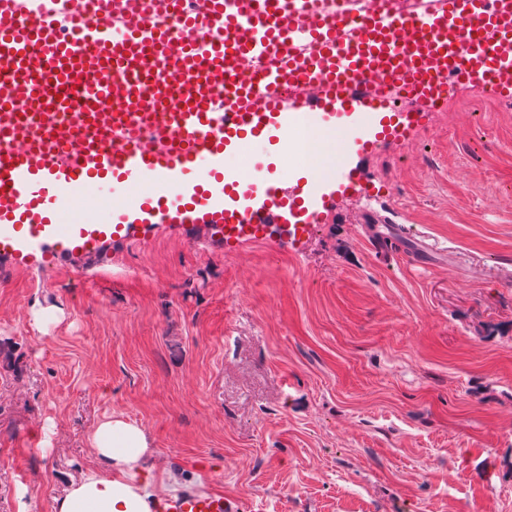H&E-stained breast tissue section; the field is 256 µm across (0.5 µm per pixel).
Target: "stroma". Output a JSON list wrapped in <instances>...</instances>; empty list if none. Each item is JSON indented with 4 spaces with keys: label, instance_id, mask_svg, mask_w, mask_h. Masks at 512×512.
I'll list each match as a JSON object with an SVG mask.
<instances>
[{
    "label": "stroma",
    "instance_id": "stroma-1",
    "mask_svg": "<svg viewBox=\"0 0 512 512\" xmlns=\"http://www.w3.org/2000/svg\"><path fill=\"white\" fill-rule=\"evenodd\" d=\"M350 139L227 160L336 186L303 246L277 224L236 255L172 235L92 280L0 273V512H52L108 415L241 512H512V99L454 87L405 138Z\"/></svg>",
    "mask_w": 512,
    "mask_h": 512
}]
</instances>
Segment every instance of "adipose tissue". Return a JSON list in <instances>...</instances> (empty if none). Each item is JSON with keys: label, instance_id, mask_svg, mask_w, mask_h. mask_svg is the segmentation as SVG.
Masks as SVG:
<instances>
[{"label": "adipose tissue", "instance_id": "obj_1", "mask_svg": "<svg viewBox=\"0 0 512 512\" xmlns=\"http://www.w3.org/2000/svg\"><path fill=\"white\" fill-rule=\"evenodd\" d=\"M87 444L95 464L66 481L54 512H152L160 492L184 485L180 474L153 464L145 432L123 418L99 422Z\"/></svg>", "mask_w": 512, "mask_h": 512}]
</instances>
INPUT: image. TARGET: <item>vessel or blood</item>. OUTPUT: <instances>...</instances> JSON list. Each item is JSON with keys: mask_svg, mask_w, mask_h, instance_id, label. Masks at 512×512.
I'll return each instance as SVG.
<instances>
[{"mask_svg": "<svg viewBox=\"0 0 512 512\" xmlns=\"http://www.w3.org/2000/svg\"><path fill=\"white\" fill-rule=\"evenodd\" d=\"M0 0V260L11 271L76 267L161 230L203 228L234 252L288 221L301 240L319 189L239 191L225 159L246 137L288 142L298 124L350 123L358 147L404 135L420 113L379 130L359 118L407 91L426 110L447 79L512 97V0ZM355 17V24L344 21ZM233 97L219 90L244 69ZM129 112H109V95ZM138 184L127 204L123 188ZM105 190L107 220L69 219L76 196ZM223 491H184L155 512H239Z\"/></svg>", "mask_w": 512, "mask_h": 512, "instance_id": "obj_1", "label": "vessel or blood"}]
</instances>
